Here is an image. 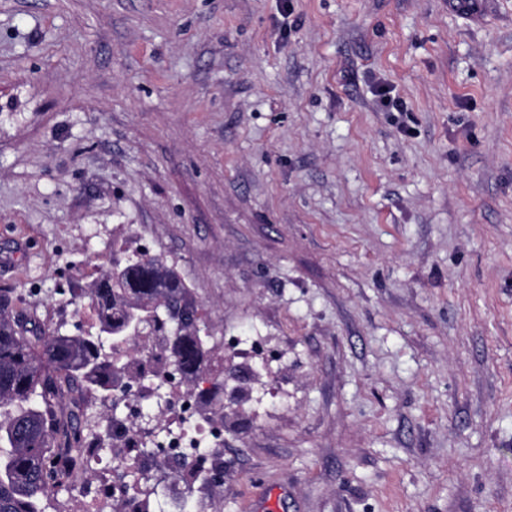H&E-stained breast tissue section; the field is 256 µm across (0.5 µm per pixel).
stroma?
Masks as SVG:
<instances>
[{"instance_id":"stroma-1","label":"stroma","mask_w":512,"mask_h":512,"mask_svg":"<svg viewBox=\"0 0 512 512\" xmlns=\"http://www.w3.org/2000/svg\"><path fill=\"white\" fill-rule=\"evenodd\" d=\"M448 2L0 0L16 319L89 328L145 246L265 349L189 512H512V0ZM282 492L277 488H267L254 499L250 510L253 512H279L282 507Z\"/></svg>"}]
</instances>
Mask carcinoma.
<instances>
[{
  "mask_svg": "<svg viewBox=\"0 0 512 512\" xmlns=\"http://www.w3.org/2000/svg\"><path fill=\"white\" fill-rule=\"evenodd\" d=\"M87 298L96 311L94 329L77 335L38 328L22 331L11 300L0 294V512H43L48 466L59 436L81 454L80 432L61 429L64 392L112 400L114 374L130 351L137 321L156 314L143 335L162 332L173 370L192 385L211 368L209 335L201 334L199 306L163 258L139 252L112 263L95 278Z\"/></svg>",
  "mask_w": 512,
  "mask_h": 512,
  "instance_id": "obj_1",
  "label": "carcinoma"
}]
</instances>
